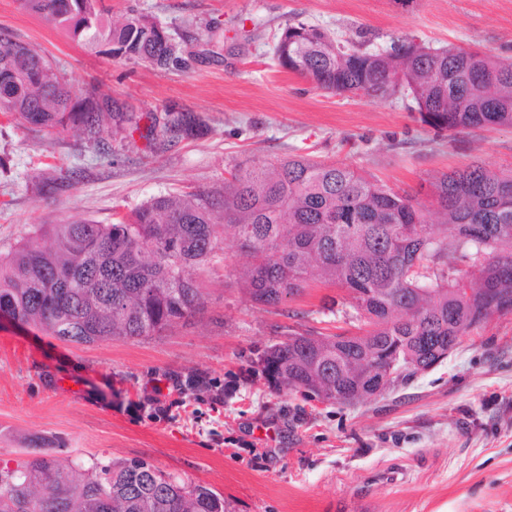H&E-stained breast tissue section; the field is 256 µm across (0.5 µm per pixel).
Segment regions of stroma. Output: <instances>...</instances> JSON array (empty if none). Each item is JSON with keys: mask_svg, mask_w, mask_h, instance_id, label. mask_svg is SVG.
I'll return each instance as SVG.
<instances>
[{"mask_svg": "<svg viewBox=\"0 0 512 512\" xmlns=\"http://www.w3.org/2000/svg\"><path fill=\"white\" fill-rule=\"evenodd\" d=\"M191 50L165 70L119 59L0 0V32L31 44L75 90L124 102L132 135L100 154L74 130L49 137L0 117V252L39 224L111 223L154 196L222 183L238 165L310 158L395 189L479 161L512 169V128L435 135L395 99L314 89L273 48L301 21L371 51L394 37L512 59V0H103ZM200 114L202 135L161 149L151 115ZM70 185L42 194L40 177ZM233 238L202 279L190 325L76 345L0 317V468L48 454L64 465L139 460L224 497L226 512H512V315L474 330L441 364L355 405L272 393L251 372L277 326L336 333L358 322L341 290L313 284L280 310L239 290ZM336 297L334 311L321 307ZM195 379L182 394L174 379Z\"/></svg>", "mask_w": 512, "mask_h": 512, "instance_id": "35a3bbf8", "label": "stroma"}]
</instances>
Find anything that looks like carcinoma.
I'll return each instance as SVG.
<instances>
[{"instance_id": "carcinoma-1", "label": "carcinoma", "mask_w": 512, "mask_h": 512, "mask_svg": "<svg viewBox=\"0 0 512 512\" xmlns=\"http://www.w3.org/2000/svg\"><path fill=\"white\" fill-rule=\"evenodd\" d=\"M27 12L113 56L169 69L184 63L145 16L105 17L101 0H21ZM278 66L314 88L369 100L405 97L437 134L512 127V60L412 39L371 52L299 22L275 48ZM0 115L47 136L70 126L99 150L139 117L111 98L78 95L53 62L0 38ZM160 146L197 136L196 112H164ZM232 234L243 289L267 308L309 282L346 292L359 332L277 326L283 340L251 367L275 393L347 404L373 372L396 386L443 361L474 329L512 314V170L475 163L426 192L396 191L347 165L308 158L238 166L219 187L159 195L111 224H41L0 254V312L71 344L139 339L187 325L204 309L201 273ZM470 270H459V261ZM0 512H225L224 496L143 462L80 472L40 456L0 468Z\"/></svg>"}]
</instances>
